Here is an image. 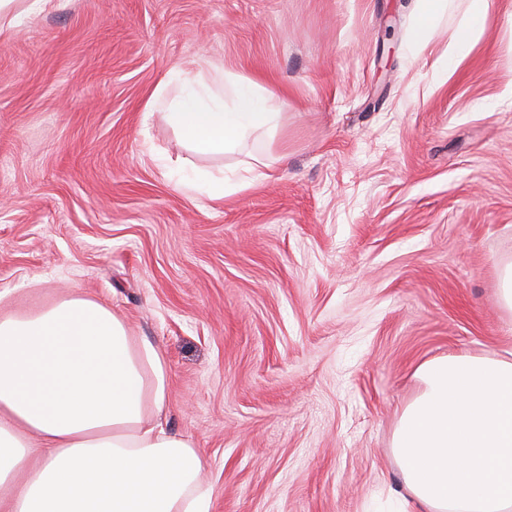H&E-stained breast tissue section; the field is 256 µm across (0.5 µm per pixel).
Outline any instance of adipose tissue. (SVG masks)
I'll list each match as a JSON object with an SVG mask.
<instances>
[{
	"mask_svg": "<svg viewBox=\"0 0 512 512\" xmlns=\"http://www.w3.org/2000/svg\"><path fill=\"white\" fill-rule=\"evenodd\" d=\"M448 0H417L410 40L428 49ZM153 102L202 152L270 136L273 93L216 64L171 77ZM392 450L402 512H512V358L421 363ZM163 354L105 305L69 289L38 311L0 317V512H210L203 461L166 429Z\"/></svg>",
	"mask_w": 512,
	"mask_h": 512,
	"instance_id": "ef3b65f1",
	"label": "adipose tissue"
}]
</instances>
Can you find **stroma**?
Wrapping results in <instances>:
<instances>
[{
  "label": "stroma",
  "mask_w": 512,
  "mask_h": 512,
  "mask_svg": "<svg viewBox=\"0 0 512 512\" xmlns=\"http://www.w3.org/2000/svg\"><path fill=\"white\" fill-rule=\"evenodd\" d=\"M414 0H49L0 33V315L77 288L158 347L211 512H396L422 362L512 352V0L432 53ZM274 93L245 152L151 95L204 61ZM257 177L212 200L183 171ZM488 7V0H470V18L458 33L455 54L453 56H446L447 69L448 65H457L482 36L485 29Z\"/></svg>",
  "instance_id": "35a3bbf8"
}]
</instances>
